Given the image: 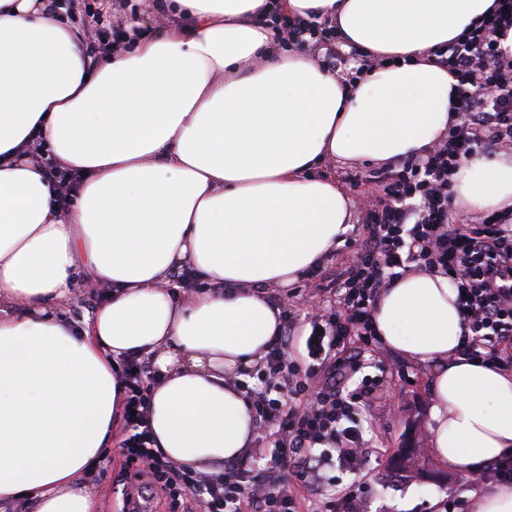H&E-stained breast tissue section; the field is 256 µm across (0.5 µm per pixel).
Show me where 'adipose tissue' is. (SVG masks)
Listing matches in <instances>:
<instances>
[{
    "label": "adipose tissue",
    "mask_w": 512,
    "mask_h": 512,
    "mask_svg": "<svg viewBox=\"0 0 512 512\" xmlns=\"http://www.w3.org/2000/svg\"><path fill=\"white\" fill-rule=\"evenodd\" d=\"M494 0H280L315 14L340 52L384 57L343 75L268 29L267 0H164L183 24L96 65L48 0H0V505L95 512L77 476L112 441L116 358L152 361L149 428L179 466L213 474L253 446L228 371L262 361L281 326L270 290L343 242L353 204L326 159L426 154L456 115L436 51ZM80 176L61 207L31 154ZM454 200L512 210V154L465 162ZM192 269L202 290L182 296ZM111 287L83 326L63 314ZM394 352L431 367L435 456L471 475L512 453V373L456 357L464 315L443 276L410 266L375 303Z\"/></svg>",
    "instance_id": "obj_1"
}]
</instances>
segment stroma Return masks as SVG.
<instances>
[{
  "instance_id": "1",
  "label": "stroma",
  "mask_w": 512,
  "mask_h": 512,
  "mask_svg": "<svg viewBox=\"0 0 512 512\" xmlns=\"http://www.w3.org/2000/svg\"><path fill=\"white\" fill-rule=\"evenodd\" d=\"M369 170L366 163L341 164L331 160L314 168V176L333 174L341 181L354 204L352 228L311 276L288 288L274 289L278 304L303 313L311 295L328 300L329 288L342 280L367 233L361 203L372 190L367 178ZM354 361L362 364L364 375L379 382L366 409L374 423L373 432L366 435L374 452L363 470L350 472L334 466L330 474L338 487L355 496L359 512H443L445 503L457 497L481 504L483 496L493 490V483L476 476L462 478L442 464L430 447L428 422L434 397L431 369L387 350L378 341L361 346L355 337L337 350V371L348 370ZM411 441L423 448L431 476L405 475L390 468V458ZM79 480L95 494L98 512H123L129 500L136 512L170 510L168 501L156 494L144 501L132 500L135 479L114 445L103 449L100 461L81 473Z\"/></svg>"
}]
</instances>
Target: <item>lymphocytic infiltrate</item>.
I'll return each mask as SVG.
<instances>
[{"label":"lymphocytic infiltrate","mask_w":512,"mask_h":512,"mask_svg":"<svg viewBox=\"0 0 512 512\" xmlns=\"http://www.w3.org/2000/svg\"><path fill=\"white\" fill-rule=\"evenodd\" d=\"M69 18L91 20L88 57L133 44L137 27L104 25L89 0H52ZM275 39H289L328 68L344 59L328 46L327 22H288L278 11L268 16ZM512 31V0L439 51V62L454 75L456 122L426 156L371 170L376 192L366 202L368 234L336 302L304 314L286 312L283 331L265 357L252 389L251 407L270 427L274 451L263 476L248 462L230 465L223 478L186 472L153 446L148 406L154 371L141 358L121 360L124 374L123 436L119 453L141 488L171 500L173 512H320L333 481L323 472L336 461L348 468L366 457L362 421L373 391L371 381L337 386L318 374L351 336H374L372 312L384 288L415 264L449 275L464 315L459 356L494 369L512 367V213L493 212L481 224L469 222L453 204V177L469 158L512 150V55L501 47ZM309 325L305 369H298L290 346L295 332Z\"/></svg>","instance_id":"obj_1"}]
</instances>
